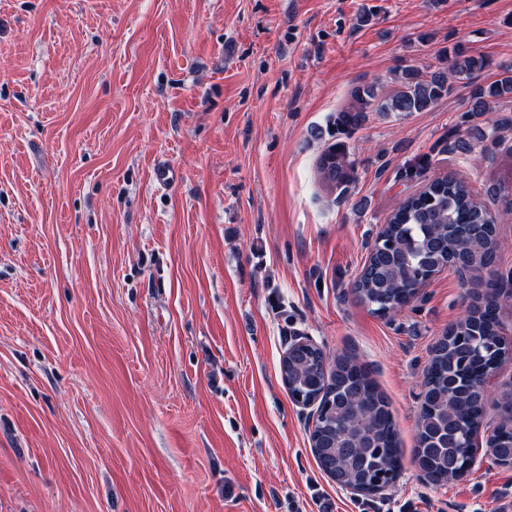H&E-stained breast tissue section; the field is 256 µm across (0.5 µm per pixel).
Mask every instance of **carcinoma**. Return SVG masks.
<instances>
[{"instance_id":"1","label":"carcinoma","mask_w":512,"mask_h":512,"mask_svg":"<svg viewBox=\"0 0 512 512\" xmlns=\"http://www.w3.org/2000/svg\"><path fill=\"white\" fill-rule=\"evenodd\" d=\"M487 66L486 59L456 46L444 67L427 77L413 68L394 70L396 89L389 95H378L373 83L355 86L350 107L316 132L318 138L329 137L318 161L320 174L334 185L354 178L347 140L365 124L368 113L427 111L454 84L469 83ZM472 96L482 112L512 98V66L503 68L497 81L475 87ZM430 165L425 155L396 170L395 179L419 181L422 187L391 212L350 285L352 298L379 316L407 304L432 273L458 266L476 274L494 261L498 241L492 210L475 198L463 178L426 179ZM505 354L495 295L489 290L472 293L463 316L436 342L424 375L415 459L428 482L444 485L469 471L484 413L478 389ZM280 377L295 404L316 407L311 450L336 485L375 493L396 482L401 471L398 432L389 403L363 366L348 355L330 362L316 343L300 337L287 344ZM511 444L512 431L490 436L493 464L512 467Z\"/></svg>"}]
</instances>
